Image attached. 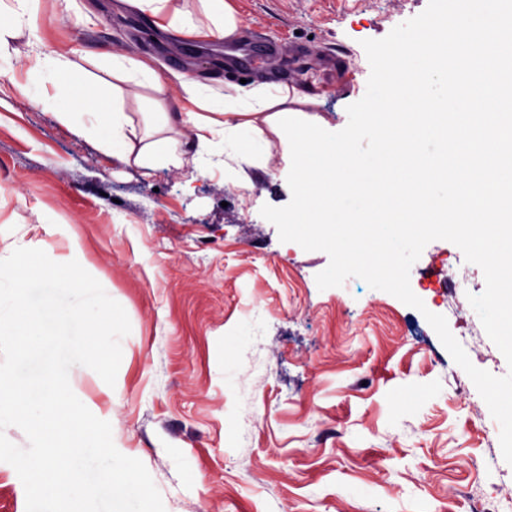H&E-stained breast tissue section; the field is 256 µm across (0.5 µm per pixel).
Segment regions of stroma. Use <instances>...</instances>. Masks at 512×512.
Here are the masks:
<instances>
[{
    "label": "stroma",
    "instance_id": "35a3bbf8",
    "mask_svg": "<svg viewBox=\"0 0 512 512\" xmlns=\"http://www.w3.org/2000/svg\"><path fill=\"white\" fill-rule=\"evenodd\" d=\"M228 3L240 21L230 44L273 43L283 61L232 66L225 41L157 36L117 0H42L0 38L13 60L0 68V251L80 247L131 324L114 385L86 367L71 387L107 413L165 512H476L511 496L500 426L424 311L352 277L319 290L328 255L280 241L262 217L291 200L276 134L263 167L216 151L149 170L112 161L15 90L41 45L106 90L118 50L164 76L194 73L215 98L242 80L304 83L319 96L311 116L368 156L391 122L363 120L372 91L384 88L392 112L407 105L385 84L398 47L460 16L458 0ZM204 56L220 68L199 70ZM463 261L451 242H430L411 289L476 367L504 375L468 298L444 289Z\"/></svg>",
    "mask_w": 512,
    "mask_h": 512
}]
</instances>
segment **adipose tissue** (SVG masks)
<instances>
[{"label":"adipose tissue","mask_w":512,"mask_h":512,"mask_svg":"<svg viewBox=\"0 0 512 512\" xmlns=\"http://www.w3.org/2000/svg\"><path fill=\"white\" fill-rule=\"evenodd\" d=\"M170 0H122L124 7L149 15L154 27L169 36L194 35L203 39L232 40L239 20L226 0H203L209 25L192 24ZM468 11L467 26L454 28L451 41L437 35L436 23L426 32L404 42L398 56L402 88L419 86V75L428 67L446 63L448 43H456L472 58L471 76L457 90L470 110L447 115L435 112L430 102L396 113V129L376 152L358 156L349 148L326 138L319 123L303 122L299 109L315 105L317 94L308 86H288L262 81L251 87L225 88L222 100L199 96L198 81L186 73L172 79L193 109L171 112L163 96L165 85L151 64L123 53L111 58L112 75L119 84L111 98L81 91L62 74L71 65L66 55L52 51L25 72L21 97L53 111L59 123L75 135L94 139L101 151L120 163L146 167L159 163L179 165L183 155L203 154L223 148L225 155L254 162L265 161L269 142L264 130L276 133L287 145L286 164L291 176L299 214H314L339 204L359 215L360 221L345 226V233L364 236L369 243L381 240L393 245L392 255L401 258L439 226H449L465 239L473 238L472 224L481 216L493 221L495 241L479 251L492 272L491 288L512 286V152L499 154L497 145H512V122L499 123L494 134L483 137L481 165L470 164L468 149L449 150L448 123L476 126L493 109L484 84L474 73L497 70L502 56L512 51V16L504 13L501 0H480ZM157 91V136L147 139L134 125L124 106V84ZM456 175V189H449V175Z\"/></svg>","instance_id":"ef3b65f1"}]
</instances>
